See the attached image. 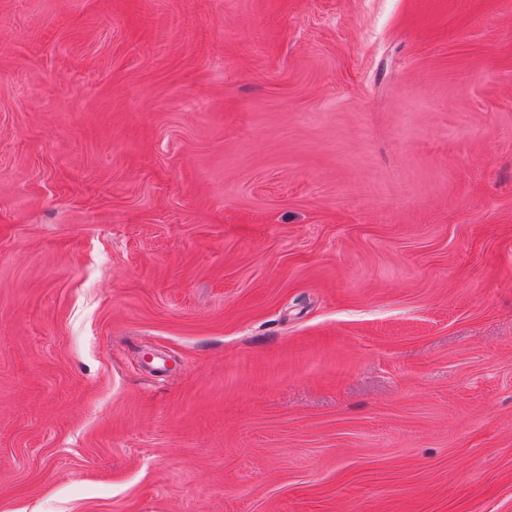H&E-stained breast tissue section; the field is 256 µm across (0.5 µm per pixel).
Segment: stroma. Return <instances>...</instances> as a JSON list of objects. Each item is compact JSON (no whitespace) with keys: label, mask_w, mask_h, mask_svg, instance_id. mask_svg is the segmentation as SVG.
<instances>
[{"label":"stroma","mask_w":512,"mask_h":512,"mask_svg":"<svg viewBox=\"0 0 512 512\" xmlns=\"http://www.w3.org/2000/svg\"><path fill=\"white\" fill-rule=\"evenodd\" d=\"M0 512H512V0H0Z\"/></svg>","instance_id":"stroma-1"}]
</instances>
